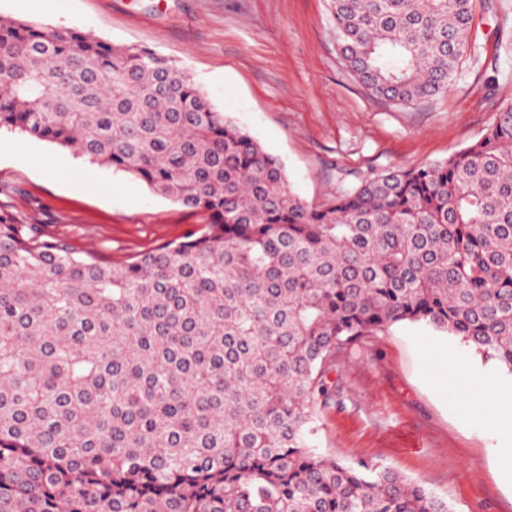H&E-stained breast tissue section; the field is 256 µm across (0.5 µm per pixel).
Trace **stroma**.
<instances>
[{"label":"stroma","mask_w":512,"mask_h":512,"mask_svg":"<svg viewBox=\"0 0 512 512\" xmlns=\"http://www.w3.org/2000/svg\"><path fill=\"white\" fill-rule=\"evenodd\" d=\"M472 3L480 61L463 58L448 93L412 105L374 97L358 82L340 54L329 0H0V17L73 27L166 57L279 159L293 192L320 206L367 176L448 159L512 105V0ZM0 213L111 264L202 225L132 175L6 129ZM449 356L476 374L493 372L422 323L400 322L354 344L331 374L317 448L391 467L456 512H512L498 435L469 421L467 397L437 377Z\"/></svg>","instance_id":"obj_1"}]
</instances>
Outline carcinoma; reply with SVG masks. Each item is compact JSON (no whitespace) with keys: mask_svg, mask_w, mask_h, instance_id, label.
Instances as JSON below:
<instances>
[{"mask_svg":"<svg viewBox=\"0 0 512 512\" xmlns=\"http://www.w3.org/2000/svg\"><path fill=\"white\" fill-rule=\"evenodd\" d=\"M401 104L480 58L470 0H331ZM0 128L128 173L204 228L122 265L0 214V512H455L317 451L337 358L422 322L512 375V105L447 160L312 206L147 48L0 18Z\"/></svg>","mask_w":512,"mask_h":512,"instance_id":"1","label":"carcinoma"}]
</instances>
